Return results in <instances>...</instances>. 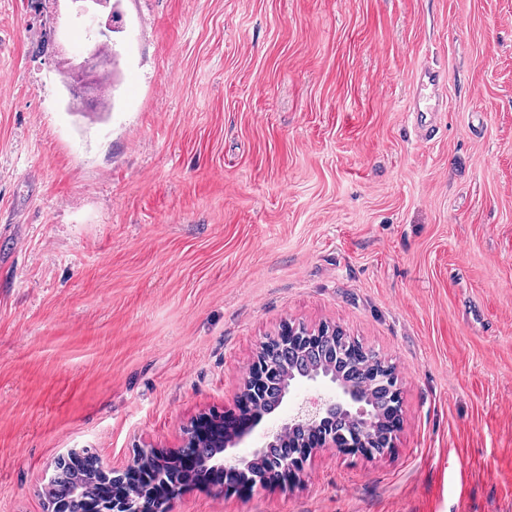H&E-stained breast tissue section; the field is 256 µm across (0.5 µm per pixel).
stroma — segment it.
I'll list each match as a JSON object with an SVG mask.
<instances>
[{
    "instance_id": "stroma-1",
    "label": "stroma",
    "mask_w": 512,
    "mask_h": 512,
    "mask_svg": "<svg viewBox=\"0 0 512 512\" xmlns=\"http://www.w3.org/2000/svg\"><path fill=\"white\" fill-rule=\"evenodd\" d=\"M0 0V512L238 416L286 324L392 365V451L173 512H512V0ZM443 99L417 137L413 90ZM73 2H81V7L79 8L78 16L84 18L88 24V30L90 33H93L94 25H97V38L98 40H110L112 41V26L106 25L104 28L97 23V15L94 11L93 5L103 6L105 5V1L103 0H73ZM76 455V456H75ZM74 456V460L76 457L81 460V462L90 470H93L96 474L102 475L106 477L108 480L112 481H122L125 480L126 477L137 470V468L148 476L151 473L159 468L157 463L151 458V456H143V453L140 455L141 462L137 467L135 461L133 464L128 465L124 470L117 471L112 468H109L104 465L102 459L96 454L93 448H80L75 450V453L68 454L67 457H61L55 462V466L47 479L46 486L51 487L47 491L48 494L56 499L61 497H70L71 496V487L76 482L84 483L86 487V496L89 498H98L103 499L107 495L104 491V482L101 481L95 474L91 471L87 470L85 467L74 463L69 472L66 473L64 478L61 481L55 482L59 479V466H67L71 464V458ZM138 458V460L140 459ZM55 482V483H54ZM54 483V484H53Z\"/></svg>"
}]
</instances>
